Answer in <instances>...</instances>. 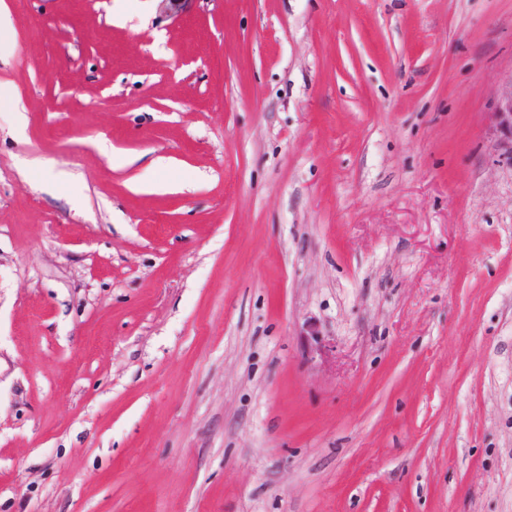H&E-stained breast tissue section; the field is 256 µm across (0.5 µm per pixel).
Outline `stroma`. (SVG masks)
I'll list each match as a JSON object with an SVG mask.
<instances>
[{
    "mask_svg": "<svg viewBox=\"0 0 512 512\" xmlns=\"http://www.w3.org/2000/svg\"><path fill=\"white\" fill-rule=\"evenodd\" d=\"M4 2L0 512H512V0ZM494 113L501 134V146L512 160V89L499 99L497 112Z\"/></svg>",
    "mask_w": 512,
    "mask_h": 512,
    "instance_id": "stroma-1",
    "label": "stroma"
}]
</instances>
